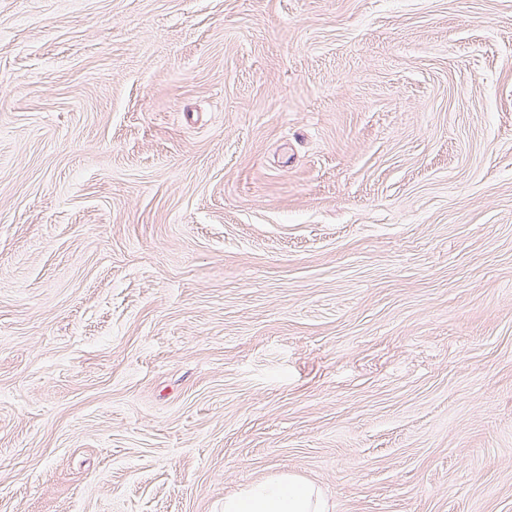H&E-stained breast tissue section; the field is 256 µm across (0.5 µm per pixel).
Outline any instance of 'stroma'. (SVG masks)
<instances>
[{
    "mask_svg": "<svg viewBox=\"0 0 512 512\" xmlns=\"http://www.w3.org/2000/svg\"><path fill=\"white\" fill-rule=\"evenodd\" d=\"M512 512V0H0V512ZM320 490L295 476L271 478L224 498V512H330Z\"/></svg>",
    "mask_w": 512,
    "mask_h": 512,
    "instance_id": "1",
    "label": "stroma"
}]
</instances>
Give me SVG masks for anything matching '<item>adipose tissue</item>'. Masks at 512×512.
Listing matches in <instances>:
<instances>
[{
	"mask_svg": "<svg viewBox=\"0 0 512 512\" xmlns=\"http://www.w3.org/2000/svg\"><path fill=\"white\" fill-rule=\"evenodd\" d=\"M224 512H329L320 490L295 476L271 478L225 498Z\"/></svg>",
	"mask_w": 512,
	"mask_h": 512,
	"instance_id": "adipose-tissue-1",
	"label": "adipose tissue"
}]
</instances>
